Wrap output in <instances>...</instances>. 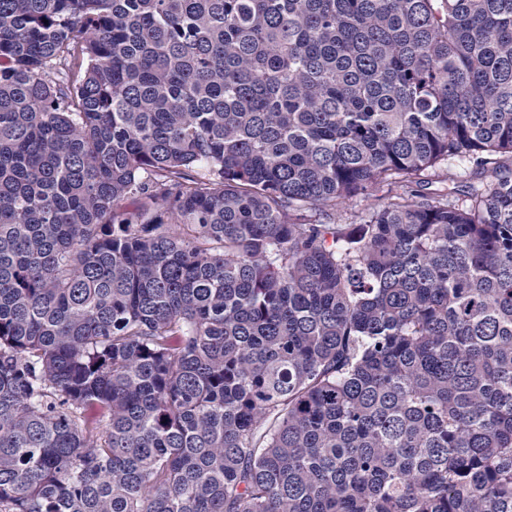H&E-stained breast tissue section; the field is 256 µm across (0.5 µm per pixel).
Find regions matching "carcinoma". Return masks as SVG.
<instances>
[{
  "mask_svg": "<svg viewBox=\"0 0 512 512\" xmlns=\"http://www.w3.org/2000/svg\"><path fill=\"white\" fill-rule=\"evenodd\" d=\"M505 155L512 0H0V512H512ZM401 192L400 184L397 183L376 185L370 191L372 194L371 198L357 197L347 201L341 211L342 218L347 220L348 223L359 222L358 216L361 215V212L364 211L368 204L374 202L375 198H384Z\"/></svg>",
  "mask_w": 512,
  "mask_h": 512,
  "instance_id": "1",
  "label": "carcinoma"
}]
</instances>
